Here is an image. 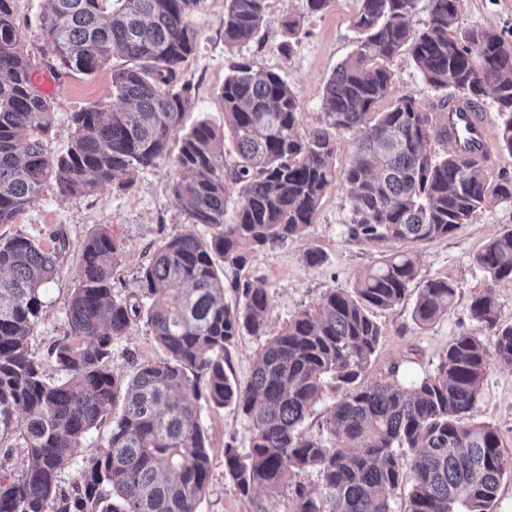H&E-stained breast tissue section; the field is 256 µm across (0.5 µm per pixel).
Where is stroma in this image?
<instances>
[{"label": "stroma", "mask_w": 512, "mask_h": 512, "mask_svg": "<svg viewBox=\"0 0 512 512\" xmlns=\"http://www.w3.org/2000/svg\"><path fill=\"white\" fill-rule=\"evenodd\" d=\"M47 7L48 0L14 3L22 40L36 58V82L49 77L55 81V90L49 96L53 127L44 146L47 152L59 154L66 151L73 135L72 113L89 107L110 111L113 90L111 72L106 68L90 75L51 74L41 54L44 40L40 18ZM358 7L359 0H334L327 12L312 14L307 0H269L258 37L233 53L224 45V0H202L193 17L200 32L199 48L180 69L182 82L191 87L193 102L184 116V129L205 119L216 130H223L220 92L231 62L240 55L261 69L279 73L297 95L302 127L316 125L321 118L323 87L354 47L356 34L350 21ZM288 15L301 24L298 37L291 40L282 28ZM459 26L492 27L512 42V0H463ZM287 40L292 43V52L286 56L280 46ZM389 68L393 75L392 97L416 94L424 106L437 104L436 95L424 92L421 75L408 54L394 57ZM179 176L168 155L153 168L117 176L111 184L89 194L63 197L49 185L14 223L0 224L2 237L22 235L45 243L55 233L65 241L59 273L44 291V308L29 338L30 348L42 359L48 376L56 374L47 356L48 348L67 331L65 302L75 286L74 269L85 240L97 228L108 227L122 247L113 292L120 297L137 292L140 272L154 251L164 241L185 232L189 224L183 205L172 193V184ZM349 222L348 192L336 184L325 194L304 236L249 255L241 278L267 292L264 318L271 330L282 329L295 313L316 306L326 291L352 287L372 265L378 256L377 247L354 241L348 232ZM511 228L512 203H496L478 211L450 236L423 245L422 277L452 282L456 288L454 304L447 315L424 328L412 318L413 300L376 311L382 336L363 383L386 377L394 367L407 383L434 370L456 336L478 332L469 304L472 296L485 288H492L495 294L501 323L512 325V283L489 285L473 261L486 242ZM312 247L325 253L320 265H307L301 258ZM166 358V351L155 342L142 319L112 345V369L122 379L133 376L136 363L162 362ZM471 416L473 421L495 428L506 450L512 453V366L491 364ZM200 423L208 437L211 470L199 512H292L288 491L258 490L248 500L225 475V446L244 449L249 443L247 422L240 413L230 406L207 404Z\"/></svg>", "instance_id": "1"}]
</instances>
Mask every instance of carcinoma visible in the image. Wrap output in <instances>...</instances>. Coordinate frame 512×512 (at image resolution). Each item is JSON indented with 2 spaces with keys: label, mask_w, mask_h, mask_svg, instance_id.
<instances>
[{
  "label": "carcinoma",
  "mask_w": 512,
  "mask_h": 512,
  "mask_svg": "<svg viewBox=\"0 0 512 512\" xmlns=\"http://www.w3.org/2000/svg\"><path fill=\"white\" fill-rule=\"evenodd\" d=\"M14 2L0 0V224L14 223L50 183L63 196L89 193L168 155L191 106L180 68L199 45L192 17L201 0H50L41 18L44 56L83 74L108 67L115 91L110 111L73 113L67 150L51 155L43 146L51 106L34 85L36 64ZM461 2L360 0L354 49L326 82L323 118L308 129L278 73L243 56L233 62L221 91L227 132L200 121L175 156L184 176L172 192L185 203L190 228L157 248L138 292L123 298L112 291L120 245L106 228L86 239L68 330L49 351L56 379L44 374L29 336L58 274L59 248L0 237V512H199L211 464L203 395L217 407L235 406L249 422L248 452L224 448L226 473L249 500L257 490L287 488L293 512H495L512 465L497 431L470 419L492 362L512 365V325L499 323L491 289L472 297L470 314L493 348L462 333L436 369L411 384L398 379L396 366L362 384L382 336L374 311L405 301L412 285L419 326L453 306L451 282L420 277V245L450 235L489 204L512 202V176L490 181L488 150L474 153L456 123L439 124L413 95L377 110L391 92L387 62L406 51L424 89L445 92L439 107L462 117L492 98L498 147L512 155V46L493 28L459 30ZM226 3L224 44L232 51L258 36L268 0ZM420 6L429 19L416 31L409 18ZM115 57L122 63L112 65ZM477 71L486 83L473 91L467 79ZM365 124L352 164L336 172L337 134ZM227 135L238 155L230 167L216 161ZM433 141L450 149L440 154ZM336 182L348 190L350 236L383 251L352 287L325 293L272 334L267 293L241 283L247 254L303 236ZM231 185L239 206L228 220ZM198 224L210 237L195 232ZM217 258L234 270L230 287L242 291V304L225 303ZM474 263L492 284L511 283L512 229L488 241ZM143 312L168 359L139 364L124 384L111 367L112 343ZM245 332L265 343L241 385L224 372V354ZM329 387L343 392L324 424L336 446L300 432ZM107 421L106 446L89 453L70 491L62 490L61 471ZM19 448L28 465L14 470L8 461ZM310 471L319 478L316 494L301 482Z\"/></svg>",
  "instance_id": "obj_1"
}]
</instances>
